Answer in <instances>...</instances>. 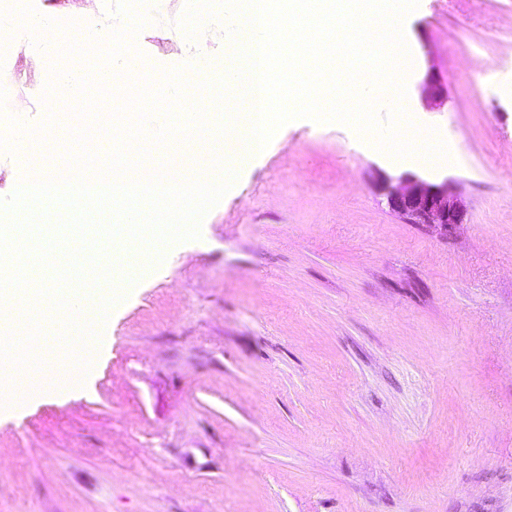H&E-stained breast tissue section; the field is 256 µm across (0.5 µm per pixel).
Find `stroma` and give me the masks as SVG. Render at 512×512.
Here are the masks:
<instances>
[{
    "label": "stroma",
    "instance_id": "obj_1",
    "mask_svg": "<svg viewBox=\"0 0 512 512\" xmlns=\"http://www.w3.org/2000/svg\"><path fill=\"white\" fill-rule=\"evenodd\" d=\"M115 0H33L83 32ZM186 0H154L135 44L154 72L225 55L223 19L189 41ZM400 160L341 123L294 120L110 312L88 372L0 411V512H512V0H419L403 24ZM0 32V96L33 138L0 139V198L41 138L53 46ZM443 87L437 103L422 86ZM219 143L152 147L184 180ZM448 183L442 234L394 216L381 175Z\"/></svg>",
    "mask_w": 512,
    "mask_h": 512
}]
</instances>
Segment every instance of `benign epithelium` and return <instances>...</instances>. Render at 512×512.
Returning <instances> with one entry per match:
<instances>
[{
    "label": "benign epithelium",
    "instance_id": "benign-epithelium-1",
    "mask_svg": "<svg viewBox=\"0 0 512 512\" xmlns=\"http://www.w3.org/2000/svg\"><path fill=\"white\" fill-rule=\"evenodd\" d=\"M379 189L390 210L409 224L434 227L446 234L448 227L464 221L465 205L446 183L405 176L396 182L385 179Z\"/></svg>",
    "mask_w": 512,
    "mask_h": 512
}]
</instances>
